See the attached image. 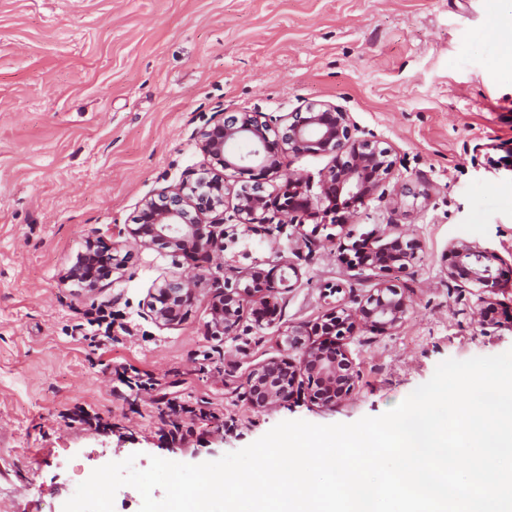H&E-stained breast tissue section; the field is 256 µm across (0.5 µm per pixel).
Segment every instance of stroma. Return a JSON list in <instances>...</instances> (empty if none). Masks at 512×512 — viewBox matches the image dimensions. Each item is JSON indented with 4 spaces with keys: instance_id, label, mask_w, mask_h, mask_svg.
I'll use <instances>...</instances> for the list:
<instances>
[{
    "instance_id": "1",
    "label": "stroma",
    "mask_w": 512,
    "mask_h": 512,
    "mask_svg": "<svg viewBox=\"0 0 512 512\" xmlns=\"http://www.w3.org/2000/svg\"><path fill=\"white\" fill-rule=\"evenodd\" d=\"M507 0H0V512H63L78 484L112 461L199 464L253 443L285 420L353 423L378 416L426 383L437 365L512 350V171L487 173L473 148L512 149V57L491 39ZM343 107L358 137L393 149L388 193L346 227L353 239L400 228L420 248L406 268L347 269L337 227L226 221L224 265L298 274L271 300L275 326L244 318L209 335L205 283L187 320L159 328L144 314L162 277L193 274L184 258L113 235L137 204L203 161L195 133L228 112L288 115ZM100 231L119 270L95 295L60 286L62 270ZM501 256L497 329L484 331L478 287L442 273L449 243ZM388 280L410 307L397 331L356 329L344 343L359 375L333 409L298 399L253 409L244 379L281 356L289 327L318 321ZM111 311L109 347L81 338L86 313ZM153 374L127 388L119 366ZM197 400L192 436L170 430L165 395ZM84 409L95 425L70 423Z\"/></svg>"
}]
</instances>
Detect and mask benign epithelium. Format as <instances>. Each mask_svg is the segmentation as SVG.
I'll use <instances>...</instances> for the list:
<instances>
[{"label":"benign epithelium","instance_id":"7a95c632","mask_svg":"<svg viewBox=\"0 0 512 512\" xmlns=\"http://www.w3.org/2000/svg\"><path fill=\"white\" fill-rule=\"evenodd\" d=\"M204 162L178 186L162 190L140 201L133 223L118 235L143 248L167 250L195 265L210 264L223 257L224 213L250 228L254 224H293L299 228L315 224L344 226L357 210L379 196L393 171L392 149L377 140L354 136L350 115L328 102L312 103L305 110L291 112L278 125L261 121L256 112H240L199 129L195 134ZM314 154L332 157L321 174L320 193H310L308 175L293 171L276 194L265 184L281 176L284 154ZM250 171L253 177L239 189L230 187L226 171ZM419 248L399 232L391 241L376 247L355 243L338 246L339 261L348 268H370L380 272L407 267ZM445 274L458 288L470 283L495 294L503 289L493 262L498 255L473 243L456 239L448 245ZM112 271V255L101 246L98 232L86 241L85 251L66 267L60 284L78 285L93 295ZM201 278H165L150 289L146 316L157 326L181 322L198 298ZM274 283L257 269L224 278L209 300L208 322L213 336L231 337L250 311L257 325H273L268 293ZM409 299L395 285L383 282L354 300V307L332 311L325 320L303 324L285 334V349L299 353L298 359L271 358L249 371L245 379L246 398L258 411H271L302 397L311 404L330 408L355 390L358 374L348 350L336 337L364 325L391 333L401 324ZM321 340L316 341L314 337Z\"/></svg>","mask_w":512,"mask_h":512}]
</instances>
